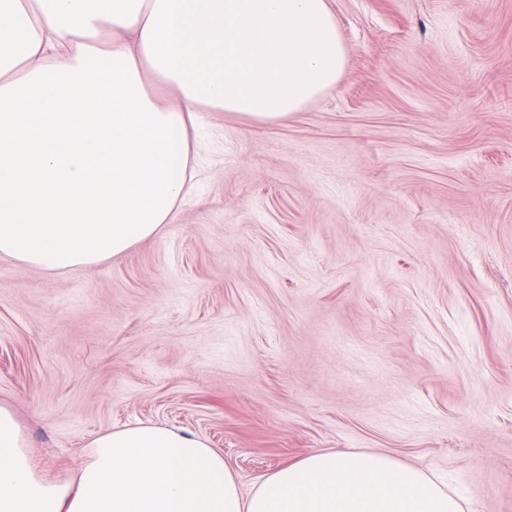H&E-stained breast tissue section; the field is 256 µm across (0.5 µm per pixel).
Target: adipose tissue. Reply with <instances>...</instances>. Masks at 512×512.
Returning a JSON list of instances; mask_svg holds the SVG:
<instances>
[{
	"mask_svg": "<svg viewBox=\"0 0 512 512\" xmlns=\"http://www.w3.org/2000/svg\"><path fill=\"white\" fill-rule=\"evenodd\" d=\"M345 55L327 0H0V255L58 272L128 252L172 223L200 109L286 120ZM0 512L465 508L428 468L376 452L305 455L246 496L222 454L159 424L98 435L61 480L0 406Z\"/></svg>",
	"mask_w": 512,
	"mask_h": 512,
	"instance_id": "adipose-tissue-1",
	"label": "adipose tissue"
}]
</instances>
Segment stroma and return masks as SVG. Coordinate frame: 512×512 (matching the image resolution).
I'll return each instance as SVG.
<instances>
[{
    "label": "stroma",
    "instance_id": "stroma-1",
    "mask_svg": "<svg viewBox=\"0 0 512 512\" xmlns=\"http://www.w3.org/2000/svg\"><path fill=\"white\" fill-rule=\"evenodd\" d=\"M335 87L205 112L195 188L127 253L0 256V406L39 468L157 423L243 493L303 455L423 463L512 512V0H328Z\"/></svg>",
    "mask_w": 512,
    "mask_h": 512
}]
</instances>
